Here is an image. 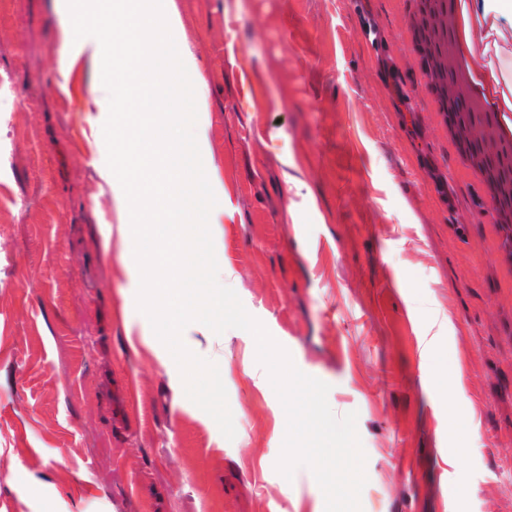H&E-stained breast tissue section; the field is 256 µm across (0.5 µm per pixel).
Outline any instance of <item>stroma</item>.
Returning a JSON list of instances; mask_svg holds the SVG:
<instances>
[{
  "instance_id": "obj_1",
  "label": "stroma",
  "mask_w": 512,
  "mask_h": 512,
  "mask_svg": "<svg viewBox=\"0 0 512 512\" xmlns=\"http://www.w3.org/2000/svg\"><path fill=\"white\" fill-rule=\"evenodd\" d=\"M416 3L177 0L224 181L214 246L335 415L357 412L362 512H512V265L424 98L404 40ZM481 12L492 71L512 8ZM61 25L54 0H13L0 21V512H323L309 468L287 485L276 470L286 415L246 332L212 356L231 440L166 347L127 335L135 285L107 242L119 201L91 134L106 115L86 108L90 66L62 85ZM391 70L407 95L386 92ZM459 386L465 437L448 429Z\"/></svg>"
}]
</instances>
